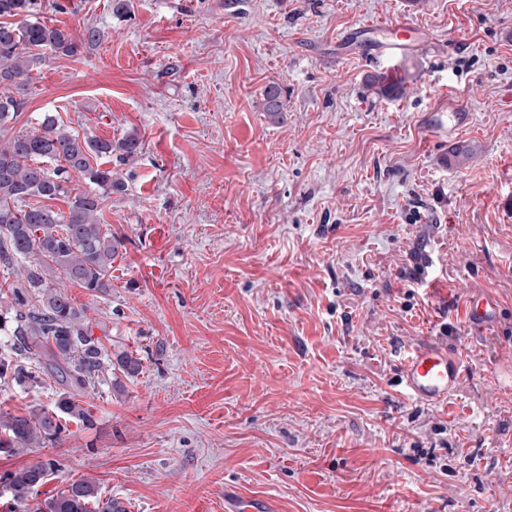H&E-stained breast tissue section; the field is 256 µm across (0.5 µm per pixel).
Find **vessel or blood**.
Masks as SVG:
<instances>
[{
	"mask_svg": "<svg viewBox=\"0 0 512 512\" xmlns=\"http://www.w3.org/2000/svg\"><path fill=\"white\" fill-rule=\"evenodd\" d=\"M436 43L418 24L400 20L390 23L355 24L343 31L336 40L337 48H358L378 62L389 61L400 52L431 54ZM496 305L487 297L470 301L467 320L472 329L491 325ZM467 368L457 352L448 346L427 340L416 344L400 364V384L414 400L424 404L447 401L461 386ZM225 512H270L265 503L246 499L228 491L224 494Z\"/></svg>",
	"mask_w": 512,
	"mask_h": 512,
	"instance_id": "vessel-or-blood-1",
	"label": "vessel or blood"
}]
</instances>
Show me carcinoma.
Returning <instances> with one entry per match:
<instances>
[{"instance_id":"cac0c4a2","label":"carcinoma","mask_w":512,"mask_h":512,"mask_svg":"<svg viewBox=\"0 0 512 512\" xmlns=\"http://www.w3.org/2000/svg\"><path fill=\"white\" fill-rule=\"evenodd\" d=\"M48 9L61 12L67 6L61 0H0V265H23L18 284L8 286L11 300L0 314V325L13 323L15 338L12 357L0 356V379L36 384L41 375L56 370L69 391L52 410L0 412V453L7 455L56 443L67 421L93 428V415L78 400L81 393L109 371L132 377L142 370V359L128 351L111 355L90 336L87 309L76 306L58 282L62 275L94 294L112 287V263L123 240L102 231L101 217L106 201L123 194L126 185L122 175L91 160L114 155L134 160L142 152V140L136 134L113 141L81 137L52 113L33 128L15 129L31 72L47 55L74 56L102 39L95 26L84 27L76 37L50 25L43 18ZM263 109L274 116L285 110L278 84L264 88ZM73 173L87 188L71 185ZM61 198L68 204L65 214L50 205ZM31 295L38 303H30ZM63 469L60 460L45 456L1 474L0 488L22 512H127L120 501L101 497L98 482L87 477L69 480L56 494L28 507L48 477Z\"/></svg>"}]
</instances>
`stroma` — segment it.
I'll list each match as a JSON object with an SVG mask.
<instances>
[{
	"label": "stroma",
	"instance_id": "1",
	"mask_svg": "<svg viewBox=\"0 0 512 512\" xmlns=\"http://www.w3.org/2000/svg\"><path fill=\"white\" fill-rule=\"evenodd\" d=\"M47 21L99 45L35 72L18 127L53 113L102 139L138 134L103 222L124 241L112 286L67 291L106 350L143 368L82 398L49 455L127 512H512V0H72ZM409 19L458 49L332 63L358 22ZM392 74L386 95L370 77ZM279 83L286 110L262 108ZM469 114L480 157L448 169L440 108ZM426 288L411 291L414 266ZM493 299L484 333L464 319ZM468 370L433 405L401 357L423 340ZM52 377L0 385V411L53 408ZM266 502H258L256 499H245L239 494L225 490L224 510L226 512H271Z\"/></svg>",
	"mask_w": 512,
	"mask_h": 512
}]
</instances>
